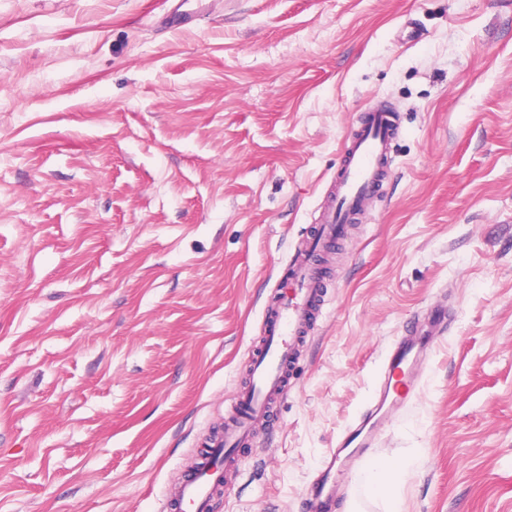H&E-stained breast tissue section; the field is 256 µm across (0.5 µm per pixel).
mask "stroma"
<instances>
[{
	"instance_id": "1",
	"label": "stroma",
	"mask_w": 512,
	"mask_h": 512,
	"mask_svg": "<svg viewBox=\"0 0 512 512\" xmlns=\"http://www.w3.org/2000/svg\"><path fill=\"white\" fill-rule=\"evenodd\" d=\"M377 103L389 176L210 512H304L417 314L448 332L367 462L512 512V6L0 0V512H164Z\"/></svg>"
}]
</instances>
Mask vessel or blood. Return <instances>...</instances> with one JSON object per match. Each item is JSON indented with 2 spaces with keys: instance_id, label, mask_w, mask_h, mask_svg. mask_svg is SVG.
<instances>
[{
  "instance_id": "1",
  "label": "vessel or blood",
  "mask_w": 512,
  "mask_h": 512,
  "mask_svg": "<svg viewBox=\"0 0 512 512\" xmlns=\"http://www.w3.org/2000/svg\"><path fill=\"white\" fill-rule=\"evenodd\" d=\"M400 123L396 112L383 106L369 109L349 135L336 171V191L321 213L315 230L305 235L288 277L280 285L271 310L266 311L259 344L248 362V382L237 393L234 419L224 437L213 442L195 470L167 495L170 512H208L223 480V466L233 463L231 449L254 443V426L270 420L275 399L288 390V373L300 358V346L313 334L325 302L317 256L348 235L352 217L363 210L390 170ZM448 321L446 310L431 311L428 320L414 318L409 332L395 342L387 356L374 399L331 449L317 480L309 487L310 512H336L337 498L329 475L335 467L352 468L377 447L390 410L404 408L420 389L423 370L435 349V335Z\"/></svg>"
}]
</instances>
